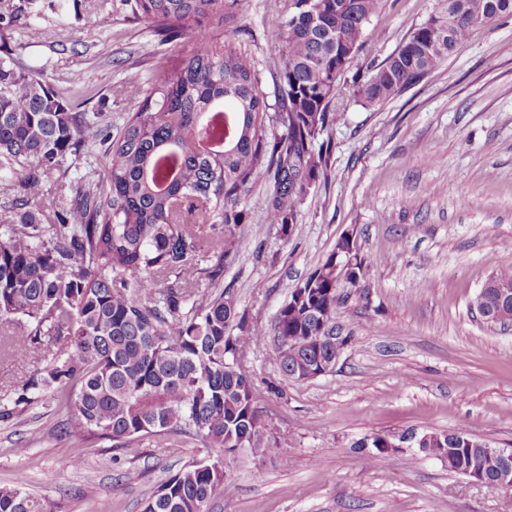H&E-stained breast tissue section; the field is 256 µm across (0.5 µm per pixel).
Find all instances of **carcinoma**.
<instances>
[{
  "instance_id": "carcinoma-1",
  "label": "carcinoma",
  "mask_w": 512,
  "mask_h": 512,
  "mask_svg": "<svg viewBox=\"0 0 512 512\" xmlns=\"http://www.w3.org/2000/svg\"><path fill=\"white\" fill-rule=\"evenodd\" d=\"M285 0L281 111H268L251 57L219 48L209 25L224 24L236 0H134V15L163 42L189 37L172 66L141 90L117 136L98 114L63 99L40 71L15 65L0 45V193L21 189L15 207L42 196L44 178H67V157L93 146L110 162L99 191L67 183L70 206L0 222V325L9 351L44 364L0 401L15 420L51 392L66 405L68 435L100 433L132 450L144 437H202L211 448L271 453L279 439L262 422L243 363L265 333L249 323L224 266L249 247L240 197L266 172L269 223L292 237L311 184L327 163L320 138L336 122L337 77L356 57L381 0ZM512 16V0H441L360 85L370 104L399 97L448 58L471 29ZM349 240L291 291L271 326L282 376L319 370L347 337L336 338V263ZM164 282L151 288L153 280ZM206 283L202 291L194 287ZM512 325V298L490 288L470 309ZM420 448L448 457L463 474L488 467L495 447L465 430L428 433ZM222 456L193 462L163 482L144 512H208L232 491ZM0 512H58L22 488H0Z\"/></svg>"
}]
</instances>
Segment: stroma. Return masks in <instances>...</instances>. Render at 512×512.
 Masks as SVG:
<instances>
[{
  "label": "stroma",
  "instance_id": "obj_1",
  "mask_svg": "<svg viewBox=\"0 0 512 512\" xmlns=\"http://www.w3.org/2000/svg\"><path fill=\"white\" fill-rule=\"evenodd\" d=\"M46 19L63 17L52 41L31 40L23 22L0 28L13 58L41 69L64 98L100 113L119 132L136 111L139 87L173 64L184 40L160 42L124 0H38ZM278 0H237L216 44L246 49L271 111L280 109L285 27ZM438 7V0H382L358 56L338 79L342 112L324 134V177L281 239L259 175L241 206L248 249L224 269V284L250 321L270 327L297 283L318 268L346 232L364 258L357 285L341 283L336 323L347 336L335 368L283 379L271 338L247 353L256 406L281 441L276 452L244 449L224 458L235 482L210 512H512V490H492L452 472L443 457L401 448L387 465L363 438L390 440L466 428L512 448V327L484 323L469 303L492 272L512 266V17L472 28L422 82L384 104L354 91ZM54 397L0 422V487L25 474L30 494L62 512H141L168 477L216 456L201 438L141 441L137 454L114 441L61 436ZM26 453H19L20 445ZM80 466H73V459Z\"/></svg>",
  "mask_w": 512,
  "mask_h": 512
}]
</instances>
